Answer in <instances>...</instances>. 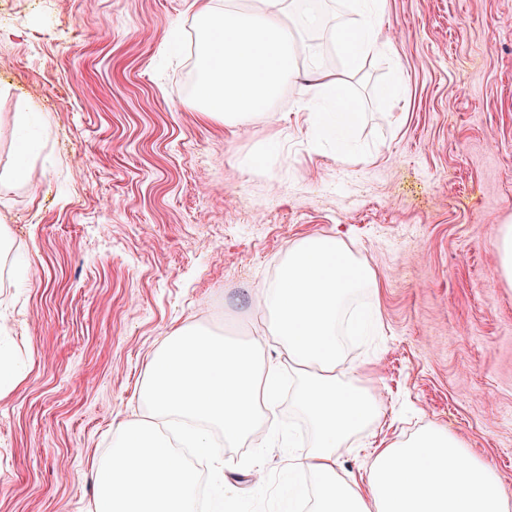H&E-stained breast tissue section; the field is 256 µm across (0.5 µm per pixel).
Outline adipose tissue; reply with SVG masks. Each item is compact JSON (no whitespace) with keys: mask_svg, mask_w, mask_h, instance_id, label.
Listing matches in <instances>:
<instances>
[{"mask_svg":"<svg viewBox=\"0 0 512 512\" xmlns=\"http://www.w3.org/2000/svg\"><path fill=\"white\" fill-rule=\"evenodd\" d=\"M300 0H194L195 85L190 105L228 128H242L269 111L282 89L301 84L297 105L308 113L307 135L346 147L363 114L346 90V76L370 56L391 54L383 35L386 0H345L349 22L303 12ZM325 29L344 59L340 73L323 71L303 39ZM378 274L344 240L316 234L294 242L275 278L264 285L267 330L297 367L293 405L309 423L312 449L289 457L288 468L309 473L292 482L289 501L312 500L313 512H512V493L491 463L459 436L427 424L406 438L379 442L361 476L339 471L337 454L352 437L380 425L385 407L360 366L345 363L342 335L377 319L368 306L348 319L352 300L377 292Z\"/></svg>","mask_w":512,"mask_h":512,"instance_id":"adipose-tissue-1","label":"adipose tissue"}]
</instances>
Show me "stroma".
Masks as SVG:
<instances>
[{
  "instance_id": "35a3bbf8",
  "label": "stroma",
  "mask_w": 512,
  "mask_h": 512,
  "mask_svg": "<svg viewBox=\"0 0 512 512\" xmlns=\"http://www.w3.org/2000/svg\"><path fill=\"white\" fill-rule=\"evenodd\" d=\"M191 3L0 0V171L41 143L0 187V351L22 375L0 394V512H90V461L147 419L165 338L202 298L217 333L257 332L274 263L318 233L381 279V328L347 361L372 369L383 438L437 423L512 488V0H386L393 57L350 81L365 155L344 160L301 136L298 86L233 132L186 107L193 59L161 44L177 19L191 42ZM261 147L268 171L242 169ZM497 258L502 281L512 286V225H501L497 236Z\"/></svg>"
}]
</instances>
